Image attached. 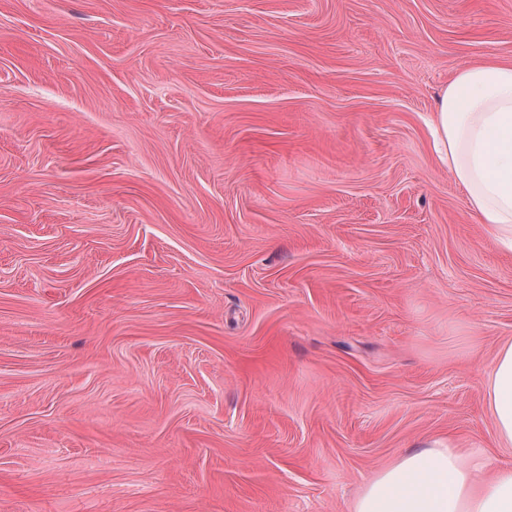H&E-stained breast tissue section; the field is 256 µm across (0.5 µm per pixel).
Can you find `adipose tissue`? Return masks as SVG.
Segmentation results:
<instances>
[{
	"label": "adipose tissue",
	"mask_w": 512,
	"mask_h": 512,
	"mask_svg": "<svg viewBox=\"0 0 512 512\" xmlns=\"http://www.w3.org/2000/svg\"><path fill=\"white\" fill-rule=\"evenodd\" d=\"M432 147L496 243L512 251V65L463 68L444 86L430 123ZM497 439L512 447V343L487 378ZM353 512H512V463L437 439L380 470Z\"/></svg>",
	"instance_id": "obj_1"
}]
</instances>
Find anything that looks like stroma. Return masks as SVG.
I'll return each mask as SVG.
<instances>
[{
  "instance_id": "obj_1",
  "label": "stroma",
  "mask_w": 512,
  "mask_h": 512,
  "mask_svg": "<svg viewBox=\"0 0 512 512\" xmlns=\"http://www.w3.org/2000/svg\"><path fill=\"white\" fill-rule=\"evenodd\" d=\"M512 0H0V512H350L501 464L512 251L428 123ZM486 406L499 443L505 448L512 447V343L510 342L499 349L490 367ZM352 512H512V463L436 439L380 470Z\"/></svg>"
}]
</instances>
